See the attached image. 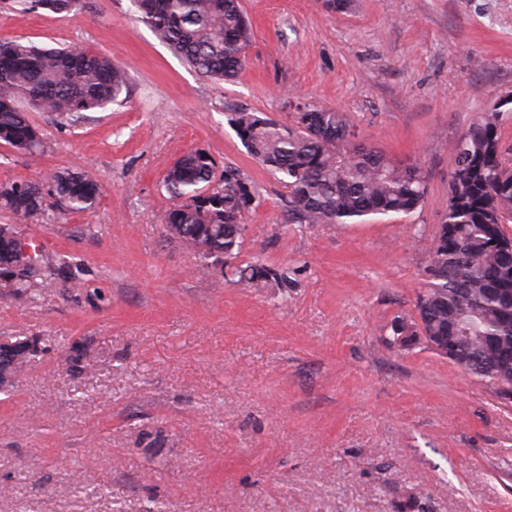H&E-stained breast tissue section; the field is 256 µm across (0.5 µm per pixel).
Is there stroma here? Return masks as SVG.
Listing matches in <instances>:
<instances>
[{"label": "stroma", "instance_id": "stroma-1", "mask_svg": "<svg viewBox=\"0 0 512 512\" xmlns=\"http://www.w3.org/2000/svg\"><path fill=\"white\" fill-rule=\"evenodd\" d=\"M240 3L247 62L215 81L132 0L70 15L0 0V41L79 46L130 74L106 111L63 125L31 113L42 154L0 144V184L78 168L101 186L92 209L50 224L0 210L83 282L70 293L45 276L34 302L0 291V339L45 348L0 394V512H512V401L426 345L386 340L425 287L455 142L512 96V0ZM290 94L422 167L421 212L289 223L286 188L225 113L282 119ZM194 149L255 185L236 262L283 268L285 285L225 279L166 236L160 181Z\"/></svg>", "mask_w": 512, "mask_h": 512}]
</instances>
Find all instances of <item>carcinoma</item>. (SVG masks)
I'll list each match as a JSON object with an SVG mask.
<instances>
[{"mask_svg": "<svg viewBox=\"0 0 512 512\" xmlns=\"http://www.w3.org/2000/svg\"><path fill=\"white\" fill-rule=\"evenodd\" d=\"M138 20L196 72L231 80L247 57L252 29L239 0H134ZM24 11L80 13L85 0H17ZM126 70L112 58L76 48L43 49L20 40L0 42V143L33 157L44 148L30 112L70 121L99 112L128 90ZM512 122V98L482 112L453 148L448 207L439 236L428 250L427 287L417 297L416 317H397L387 342L409 350L422 342L477 378L512 381V150L500 128ZM227 123L246 152L288 189L292 224H361L422 210L427 180L422 168L357 143L347 116L311 106L276 120L248 107H231ZM171 207L169 237L201 260L220 263L256 286L286 281L263 264L233 266L243 243L245 218L261 203L255 185L236 167L218 169L204 149L186 152L163 174ZM99 186L82 171L45 174L40 183L0 185V209L41 223L51 211L74 214L92 208ZM68 269L33 249L16 252L0 236V288L40 299L32 267ZM44 351L41 339L0 360V393L13 390Z\"/></svg>", "mask_w": 512, "mask_h": 512, "instance_id": "cac0c4a2", "label": "carcinoma"}]
</instances>
